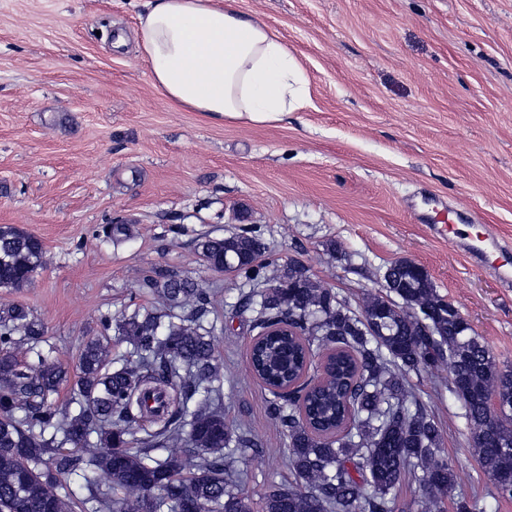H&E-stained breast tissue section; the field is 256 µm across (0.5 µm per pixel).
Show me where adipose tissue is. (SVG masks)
<instances>
[{"label": "adipose tissue", "mask_w": 512, "mask_h": 512, "mask_svg": "<svg viewBox=\"0 0 512 512\" xmlns=\"http://www.w3.org/2000/svg\"><path fill=\"white\" fill-rule=\"evenodd\" d=\"M137 36L155 87L177 105L266 124L304 100L305 76L287 44L237 0H153Z\"/></svg>", "instance_id": "obj_1"}]
</instances>
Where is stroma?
Instances as JSON below:
<instances>
[{
  "instance_id": "1",
  "label": "stroma",
  "mask_w": 512,
  "mask_h": 512,
  "mask_svg": "<svg viewBox=\"0 0 512 512\" xmlns=\"http://www.w3.org/2000/svg\"><path fill=\"white\" fill-rule=\"evenodd\" d=\"M145 4L0 0V225L45 251L25 287L0 288V304L38 317L37 349L74 376L100 315L157 307L146 280L197 281L224 365V420L262 442L235 453L237 490L264 512L266 487L294 481L287 441L250 371L243 280L206 267L197 243L258 230L266 260L298 261L356 313L391 262L412 261L512 364V288L428 230L468 208L472 232L512 236V0H239L307 81L300 108L261 125L174 106L154 87L137 45ZM115 217L131 231L118 243L103 233ZM408 382L454 462L450 499L512 512L473 451L447 366Z\"/></svg>"
}]
</instances>
